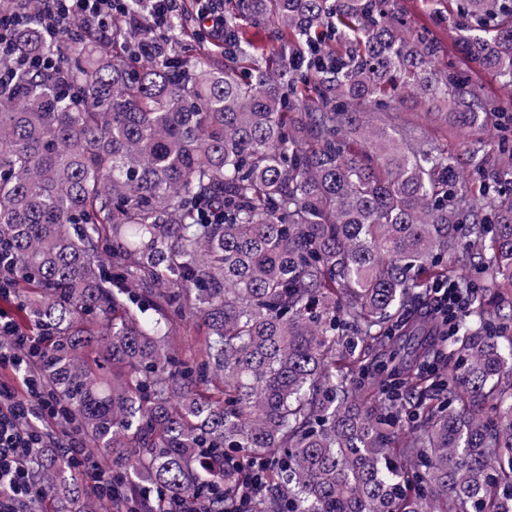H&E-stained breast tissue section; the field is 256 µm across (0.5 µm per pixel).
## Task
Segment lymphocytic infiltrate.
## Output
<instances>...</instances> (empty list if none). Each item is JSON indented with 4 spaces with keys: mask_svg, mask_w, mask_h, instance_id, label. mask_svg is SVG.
<instances>
[{
    "mask_svg": "<svg viewBox=\"0 0 512 512\" xmlns=\"http://www.w3.org/2000/svg\"><path fill=\"white\" fill-rule=\"evenodd\" d=\"M144 18L132 20L140 32V52L148 54L166 35L169 21L182 10L184 0H145ZM122 0H41L40 20L48 38L57 39L74 26H92L108 33L112 22L124 16ZM24 14L0 15V58L32 70H53L57 64L45 55H19L14 32L27 24ZM44 337L24 332L5 312L0 311V371L17 375L18 381H0V512H26V504L42 490L32 477L31 458L37 448H61L68 461L94 483L97 496L111 500L116 474L104 466L89 448L81 430L66 425V415L50 394L39 373L35 352Z\"/></svg>",
    "mask_w": 512,
    "mask_h": 512,
    "instance_id": "obj_1",
    "label": "lymphocytic infiltrate"
}]
</instances>
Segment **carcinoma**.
<instances>
[{
    "mask_svg": "<svg viewBox=\"0 0 512 512\" xmlns=\"http://www.w3.org/2000/svg\"><path fill=\"white\" fill-rule=\"evenodd\" d=\"M196 10L141 60L121 20L51 41L37 0H0L31 15L18 52L65 73L0 84V287L54 337L39 371L137 489L112 512H241L259 460L250 512H512V195L480 203L512 187L509 110L434 68L441 43L400 0H224L204 52ZM243 19L280 53L240 40ZM455 26L512 85V0H458ZM442 282L465 311L400 357ZM33 471V512H94L59 449Z\"/></svg>",
    "mask_w": 512,
    "mask_h": 512,
    "instance_id": "1",
    "label": "carcinoma"
}]
</instances>
